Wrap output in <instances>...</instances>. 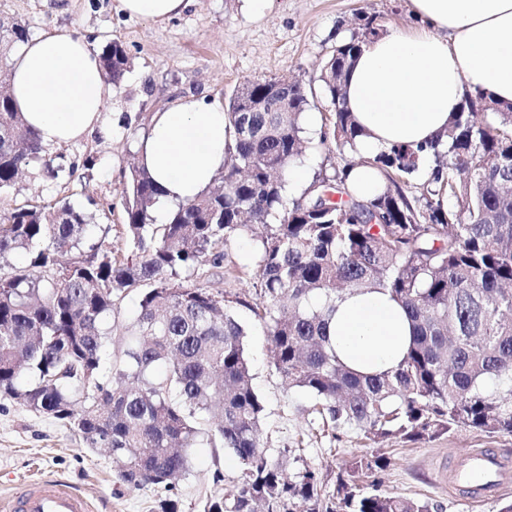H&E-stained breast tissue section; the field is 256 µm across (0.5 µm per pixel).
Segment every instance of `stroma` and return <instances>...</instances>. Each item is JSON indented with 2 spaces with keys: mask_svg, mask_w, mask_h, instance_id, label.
I'll use <instances>...</instances> for the list:
<instances>
[{
  "mask_svg": "<svg viewBox=\"0 0 512 512\" xmlns=\"http://www.w3.org/2000/svg\"><path fill=\"white\" fill-rule=\"evenodd\" d=\"M364 15L376 16L384 33L417 24L409 0H273L261 15L250 12L245 0H192L181 16L164 23L129 17L118 10L117 0H0V19L25 20L32 36L66 29L97 51L116 40L131 59L123 83L112 88L104 108L108 134L97 132L49 146V158L73 166V174L53 179L42 167L29 168L0 193V209L15 199L37 205L69 200L94 224L110 225L107 240L113 249L131 254L123 226V187L153 114L179 100L223 107L244 81L288 77L312 88L308 112L319 125H328L322 62L337 40L357 31ZM303 138L307 175L358 160L350 150L321 144L319 133L307 131ZM225 252L223 268L203 278L202 284L223 291L234 313L248 323L253 384L266 407L261 440L268 448L288 449L284 463L289 476L305 469L315 472L320 506L338 502L339 478L347 461L375 452L385 454L389 465L363 478L361 491L376 486L395 496L441 505L442 512H500L503 503L512 500V478L495 495L479 499L448 486L450 469L475 449L493 450L512 463V435L460 428L417 442L400 435L376 442L356 426L324 427L311 398L289 387L273 365L266 333L248 308L256 299L249 278L227 274L228 269L252 264L254 241L241 235ZM188 454L190 473L174 496L180 512H202L215 474L232 482L239 462L224 449L206 444ZM40 480L71 486L91 500L93 512H158L165 496L151 487L119 486L107 453L87 448L68 426L0 394V506Z\"/></svg>",
  "mask_w": 512,
  "mask_h": 512,
  "instance_id": "1",
  "label": "stroma"
}]
</instances>
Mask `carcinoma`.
<instances>
[{"label":"carcinoma","instance_id":"carcinoma-1","mask_svg":"<svg viewBox=\"0 0 512 512\" xmlns=\"http://www.w3.org/2000/svg\"><path fill=\"white\" fill-rule=\"evenodd\" d=\"M378 36L366 17L325 59L332 112L321 143L354 149L359 132L333 76L347 77L361 46ZM30 38L27 24L0 22V69ZM101 63L115 85L130 68L118 41ZM291 95L290 112H240L232 92L235 147L224 175L174 205L165 224L154 223L159 186L140 165L130 170L123 219L134 258L112 251L67 202L15 204L0 217L8 267L0 272V392L69 425L86 447L107 449L128 489L173 491L189 474L187 450L204 440L235 455L240 473L227 487L214 477L203 512H315V473L291 480L261 446L265 405L253 386L247 325L224 292L200 284L243 232L258 244L248 276L260 299L236 303L264 325L276 370L313 398L326 426L409 441L457 428L512 434V103L468 93L429 145L394 144L367 160L385 182L372 198L349 191L346 164L290 200L287 170L305 152L309 106L303 84ZM426 158L431 170L410 197L402 185ZM40 162L55 178L63 171L10 94H0V189ZM444 183L445 211L435 202ZM16 252L24 264L8 263ZM374 289L402 306L412 340L397 368L361 375L337 358L329 319L346 293ZM133 291L139 313L106 371L113 336L105 322ZM387 466L381 454L349 461L340 512H438L427 501L360 491L367 472Z\"/></svg>","mask_w":512,"mask_h":512}]
</instances>
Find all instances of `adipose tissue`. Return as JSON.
Segmentation results:
<instances>
[{
	"label": "adipose tissue",
	"instance_id": "1",
	"mask_svg": "<svg viewBox=\"0 0 512 512\" xmlns=\"http://www.w3.org/2000/svg\"><path fill=\"white\" fill-rule=\"evenodd\" d=\"M419 22L365 43L347 77L343 106L361 131L355 150L375 156L395 144L435 140L465 94L512 102V0H409ZM18 112L43 144L105 131L109 88L98 53L69 31L21 45L9 73ZM234 145L222 108L178 102L155 113L138 159L164 206L193 200ZM336 354L362 373L393 370L412 329L384 290L351 292L330 324Z\"/></svg>",
	"mask_w": 512,
	"mask_h": 512
}]
</instances>
